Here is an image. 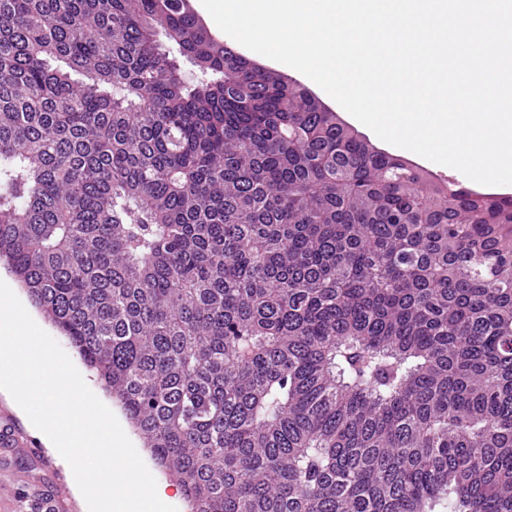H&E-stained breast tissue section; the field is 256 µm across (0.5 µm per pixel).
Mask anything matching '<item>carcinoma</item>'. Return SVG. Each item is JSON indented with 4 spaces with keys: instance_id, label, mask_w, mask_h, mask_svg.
<instances>
[{
    "instance_id": "obj_1",
    "label": "carcinoma",
    "mask_w": 512,
    "mask_h": 512,
    "mask_svg": "<svg viewBox=\"0 0 512 512\" xmlns=\"http://www.w3.org/2000/svg\"><path fill=\"white\" fill-rule=\"evenodd\" d=\"M1 259L190 512H512V196L184 0H0ZM190 6L192 11L200 18L205 25L211 30L213 34L218 36L221 39H225L227 44L232 47L236 52H238L240 55L246 57L247 59L251 61L258 62L268 68H271L278 73L287 75L288 77H291L295 79L296 81L300 82L304 86H306L310 91L314 92L322 101L327 103L331 106V108L338 113V115L350 126L358 130L360 133L364 134L366 137L369 138V140L374 143L379 148H382L392 154H396L399 156H402L415 164L419 165L420 167L424 168L431 174L435 175L438 178H445V179H451L452 181L459 183L460 185L474 191L477 193H495V194H505V195H511L512 196V185H506V186H499L495 188H488L485 186H482L478 183H475L469 179H467L465 176H463L460 172L448 168L446 166L437 165L415 153H405L400 151L397 147L390 145L388 143L383 142L380 140L370 129H368L363 124L359 123L354 119L353 116H351L343 107H341L334 99L326 97L321 89L312 83L305 75L302 73L288 69L283 67L279 62H276L272 59H269L265 56H259L254 54L251 50L243 47L238 42H236L234 39L223 33L215 24L207 10L203 7L201 4V0H189ZM258 63H255L258 66H262ZM262 66V67H264ZM265 67V68H266ZM327 104H324L325 107L328 109H331Z\"/></svg>"
}]
</instances>
